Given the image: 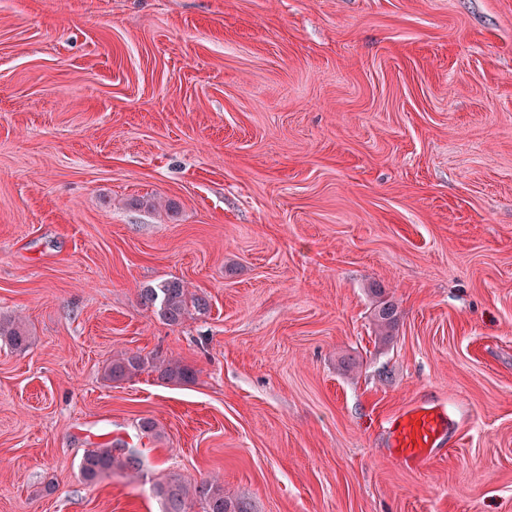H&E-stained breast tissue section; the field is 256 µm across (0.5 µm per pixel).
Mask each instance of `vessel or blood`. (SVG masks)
I'll return each instance as SVG.
<instances>
[{
  "label": "vessel or blood",
  "mask_w": 512,
  "mask_h": 512,
  "mask_svg": "<svg viewBox=\"0 0 512 512\" xmlns=\"http://www.w3.org/2000/svg\"><path fill=\"white\" fill-rule=\"evenodd\" d=\"M443 437L442 416L431 408L413 406L397 418L392 445L405 463L419 467L439 447Z\"/></svg>",
  "instance_id": "1"
}]
</instances>
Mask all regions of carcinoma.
<instances>
[{"instance_id":"cac0c4a2","label":"carcinoma","mask_w":512,"mask_h":512,"mask_svg":"<svg viewBox=\"0 0 512 512\" xmlns=\"http://www.w3.org/2000/svg\"><path fill=\"white\" fill-rule=\"evenodd\" d=\"M140 303L169 325H179L194 314L205 315L210 310L206 295L191 290L178 278L160 281L157 285L140 290ZM395 306L382 303L375 311V318L384 329L392 328ZM0 338L17 351L30 344V334L25 326L11 318H0ZM151 369L168 383L183 384L195 379V371L181 360L171 358L155 360L137 353L124 352L112 359L106 368V378L112 382L130 379ZM142 467L138 453L119 441L101 444L88 450L79 464L83 481L94 483L100 478L124 473L135 476ZM162 505V512H252L250 505L240 499L224 495V482L214 477L201 482H191L179 473H171L154 488Z\"/></svg>"}]
</instances>
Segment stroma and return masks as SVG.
Returning <instances> with one entry per match:
<instances>
[{"label": "stroma", "mask_w": 512, "mask_h": 512, "mask_svg": "<svg viewBox=\"0 0 512 512\" xmlns=\"http://www.w3.org/2000/svg\"><path fill=\"white\" fill-rule=\"evenodd\" d=\"M172 276L207 314L141 306ZM0 316V512H160L172 471L253 512H512V0H0ZM122 352L195 379L106 380ZM421 404L451 422L417 468ZM117 439L138 476L84 482ZM0 338L17 351L25 350L30 344V334L25 326L11 317L0 318ZM392 438L403 461L421 467L444 438V420L432 408L412 406L397 418Z\"/></svg>", "instance_id": "stroma-1"}]
</instances>
